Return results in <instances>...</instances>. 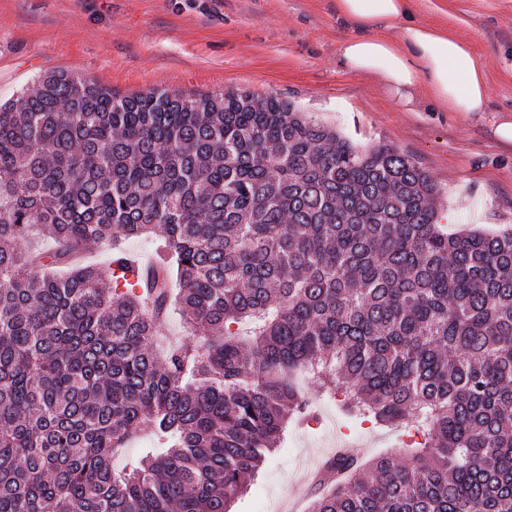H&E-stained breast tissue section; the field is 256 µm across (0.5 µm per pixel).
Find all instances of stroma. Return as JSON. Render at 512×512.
<instances>
[{
    "instance_id": "35a3bbf8",
    "label": "stroma",
    "mask_w": 512,
    "mask_h": 512,
    "mask_svg": "<svg viewBox=\"0 0 512 512\" xmlns=\"http://www.w3.org/2000/svg\"><path fill=\"white\" fill-rule=\"evenodd\" d=\"M420 18L448 27L483 57V112H450L417 90L411 103L384 81L350 72L341 44L356 33L336 0H0V103L40 75L64 71L122 95L151 89L220 95L247 90L291 102L360 147L390 145L442 189L449 231L512 230V0H417ZM305 397L319 423L289 429L231 512H308L315 481L345 438L362 459L401 452L402 432L344 418L319 381Z\"/></svg>"
}]
</instances>
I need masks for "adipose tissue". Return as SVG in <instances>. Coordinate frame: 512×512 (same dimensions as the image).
Masks as SVG:
<instances>
[{"mask_svg":"<svg viewBox=\"0 0 512 512\" xmlns=\"http://www.w3.org/2000/svg\"><path fill=\"white\" fill-rule=\"evenodd\" d=\"M336 12L358 29L340 47L351 72L379 76L400 101L423 86L452 111H486L489 81L482 56L453 33L418 19L415 0H336Z\"/></svg>","mask_w":512,"mask_h":512,"instance_id":"adipose-tissue-1","label":"adipose tissue"}]
</instances>
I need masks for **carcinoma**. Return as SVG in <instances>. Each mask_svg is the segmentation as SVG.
<instances>
[{
    "instance_id": "carcinoma-1",
    "label": "carcinoma",
    "mask_w": 512,
    "mask_h": 512,
    "mask_svg": "<svg viewBox=\"0 0 512 512\" xmlns=\"http://www.w3.org/2000/svg\"><path fill=\"white\" fill-rule=\"evenodd\" d=\"M396 148L277 97L120 96L66 72L0 105V512H230L323 382L408 456L311 512H512V232L450 233ZM41 232L61 250L23 248ZM159 236L120 281L34 264ZM176 295L198 347L155 352ZM162 446L117 474L133 434Z\"/></svg>"
}]
</instances>
